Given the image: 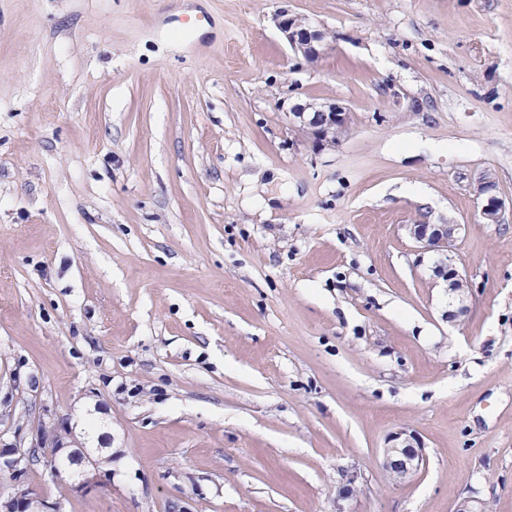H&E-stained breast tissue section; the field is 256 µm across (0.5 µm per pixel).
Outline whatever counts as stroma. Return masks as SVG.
Masks as SVG:
<instances>
[{"label": "stroma", "mask_w": 512, "mask_h": 512, "mask_svg": "<svg viewBox=\"0 0 512 512\" xmlns=\"http://www.w3.org/2000/svg\"><path fill=\"white\" fill-rule=\"evenodd\" d=\"M40 422L111 455L30 462L64 512H512V0H0V448ZM276 23L294 55L310 64L318 62L327 45L324 31L311 26L306 18L286 10L276 15ZM290 114L293 123L310 134L319 148L339 145L348 129L349 113L336 103L296 104ZM494 180L489 174L481 175L475 182L473 191L477 199L481 200V215L485 223L499 222L503 201L493 194ZM462 229L461 224H410V235L422 245L424 250L440 251L443 256L435 267L436 275L447 283L448 296L458 301L457 311H449L448 317L455 318L463 315L468 310L465 292L469 290V284L463 274L453 264L449 252L451 246ZM448 251V254H447ZM466 288V290H465ZM404 431L390 436L388 446L383 449V467L396 478L405 481L417 474L423 458L420 452L410 443Z\"/></svg>", "instance_id": "35a3bbf8"}]
</instances>
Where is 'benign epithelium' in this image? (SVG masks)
I'll return each instance as SVG.
<instances>
[{"instance_id":"benign-epithelium-1","label":"benign epithelium","mask_w":512,"mask_h":512,"mask_svg":"<svg viewBox=\"0 0 512 512\" xmlns=\"http://www.w3.org/2000/svg\"><path fill=\"white\" fill-rule=\"evenodd\" d=\"M276 23L294 55L310 64L318 62L327 45L324 31L311 26L306 18L286 10L276 15ZM290 114L293 123L310 134L319 148L340 144L348 129L349 113L336 103L296 104ZM494 186L493 178L484 174L473 187L475 196L481 200V215L487 224L498 223L503 208V201L493 194ZM461 229L462 225L451 223L408 225L410 235L423 249L441 252L436 275L447 283L448 296L459 305L457 311L448 313L450 318L463 315L468 310L465 289L469 288V284L447 254ZM46 446L54 448L53 474L67 476L71 490L87 493L98 486L101 457L84 447H67L57 429L41 426L35 431V443L31 447L0 448V472L9 474L15 483L11 497L0 500V512H62L59 501L33 495L21 480L30 454ZM422 463V455L410 443L406 433L399 431L390 436L388 446L383 449V467L397 480L405 481L415 476Z\"/></svg>"}]
</instances>
